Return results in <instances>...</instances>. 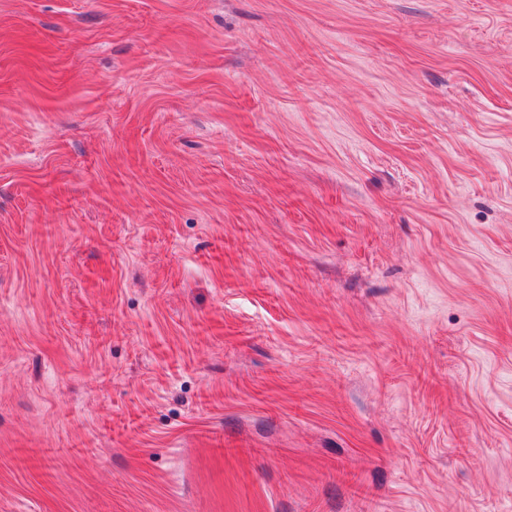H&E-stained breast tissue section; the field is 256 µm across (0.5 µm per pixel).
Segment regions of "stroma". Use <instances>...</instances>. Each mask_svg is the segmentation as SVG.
I'll return each instance as SVG.
<instances>
[{"instance_id":"1","label":"stroma","mask_w":512,"mask_h":512,"mask_svg":"<svg viewBox=\"0 0 512 512\" xmlns=\"http://www.w3.org/2000/svg\"><path fill=\"white\" fill-rule=\"evenodd\" d=\"M0 512H512V0H0Z\"/></svg>"}]
</instances>
